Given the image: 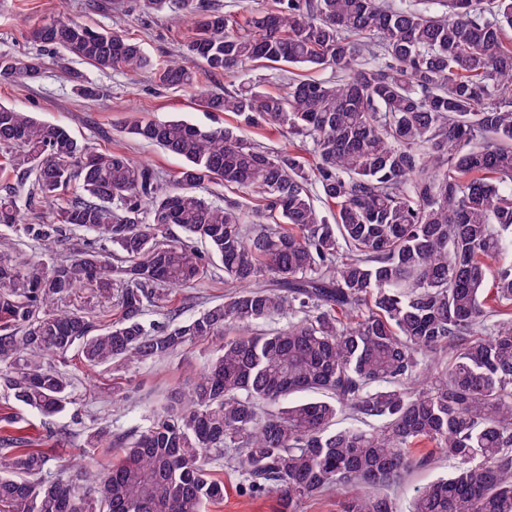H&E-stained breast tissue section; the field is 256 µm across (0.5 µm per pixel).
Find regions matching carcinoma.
<instances>
[{
  "instance_id": "obj_1",
  "label": "carcinoma",
  "mask_w": 512,
  "mask_h": 512,
  "mask_svg": "<svg viewBox=\"0 0 512 512\" xmlns=\"http://www.w3.org/2000/svg\"><path fill=\"white\" fill-rule=\"evenodd\" d=\"M425 2L439 10L276 0L241 25L198 0H139L147 14L179 5L194 30L181 56L213 74L257 63L345 73L283 94L245 82L199 93L206 112L301 138L310 161L226 128L124 122L183 160L170 189L0 104V224L39 256L0 257V386L51 416L73 404L60 368L71 357L118 371L220 341L147 426L86 433L84 447L120 450L110 468L81 456L54 473L16 428L0 450V512H203L224 500L210 469L224 454L241 492L278 494L280 512L331 492L342 512H400L384 489L426 465L428 445L457 466L408 512H512V264L491 265L512 248V0ZM30 38L101 71L153 66L140 43L65 13ZM41 73L35 58L0 57L2 78ZM157 77L193 85L177 59ZM213 180L260 195L265 222L202 197ZM74 184L81 193L64 199ZM42 208L50 215L26 222ZM75 229L110 243L116 262L88 250L55 260ZM216 259L241 290L188 320L171 310L145 322ZM114 305L112 320L96 311ZM343 413L357 424L336 427Z\"/></svg>"
}]
</instances>
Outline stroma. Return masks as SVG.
Listing matches in <instances>:
<instances>
[{
    "mask_svg": "<svg viewBox=\"0 0 512 512\" xmlns=\"http://www.w3.org/2000/svg\"><path fill=\"white\" fill-rule=\"evenodd\" d=\"M61 11L95 26L123 31L145 47L153 68L136 74L101 71L43 51L31 40L29 32L34 25ZM192 33L191 23L180 10L147 15L140 13L132 0H0V56H31L42 62V74L37 81L0 78V103L31 112L44 123L65 126L79 141L99 149L124 152L133 161L148 164L169 182L176 179L182 160L155 145L131 138L122 129L124 121L185 120L202 127L230 129L274 152L292 149L304 153L305 144L288 141L274 130L246 127L234 116L203 112L197 94L211 88L231 89L243 81L256 84L264 92L282 93L290 80L328 79L334 77V70L280 64L254 67L241 74L211 76L205 73L202 64L192 61L188 68L196 76L193 87L158 86L154 67L177 58ZM77 73L99 87L100 95L95 101L77 95L73 82ZM210 271L209 278L197 287L171 290L169 308L179 309L185 319L223 302L234 286L225 281L220 265H211ZM216 348L212 341L195 344L165 360L136 363L120 373L101 367L92 369L73 358L66 366L74 382L73 410L46 417L0 389V415L15 416L25 435L31 438L33 448L58 464L80 452L85 429L108 425L117 432L139 430L168 394L198 376L205 359L215 354ZM116 386L124 391L123 398L117 400L112 397ZM453 466L452 460L435 457L428 466L415 469L400 485L391 488L390 493L405 510L419 487L448 474ZM211 468L224 479V501L206 505L204 512H278L277 497L252 498L240 493V476L227 460L215 461Z\"/></svg>",
    "mask_w": 512,
    "mask_h": 512,
    "instance_id": "35a3bbf8",
    "label": "stroma"
}]
</instances>
